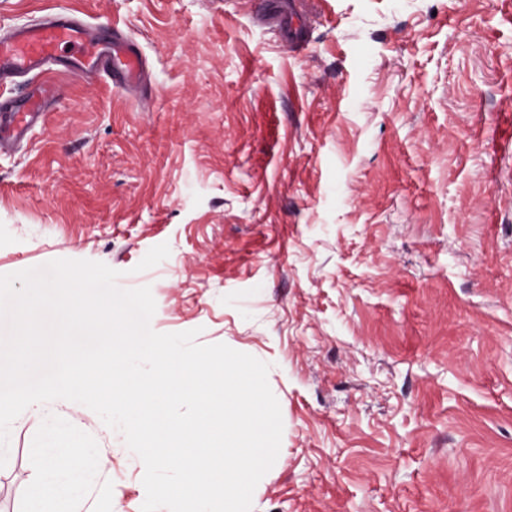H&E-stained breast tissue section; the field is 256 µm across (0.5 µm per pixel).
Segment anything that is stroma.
Returning a JSON list of instances; mask_svg holds the SVG:
<instances>
[{
    "label": "stroma",
    "instance_id": "35a3bbf8",
    "mask_svg": "<svg viewBox=\"0 0 512 512\" xmlns=\"http://www.w3.org/2000/svg\"><path fill=\"white\" fill-rule=\"evenodd\" d=\"M280 2L304 46L264 0H0V32L124 25L153 81L140 111L63 78L0 155V274L104 263L154 331L269 364L251 512H512V0ZM50 433L89 449L77 512H140L142 461L61 399L12 423L0 512Z\"/></svg>",
    "mask_w": 512,
    "mask_h": 512
}]
</instances>
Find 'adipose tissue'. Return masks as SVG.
Returning a JSON list of instances; mask_svg holds the SVG:
<instances>
[{
  "label": "adipose tissue",
  "instance_id": "1",
  "mask_svg": "<svg viewBox=\"0 0 512 512\" xmlns=\"http://www.w3.org/2000/svg\"><path fill=\"white\" fill-rule=\"evenodd\" d=\"M79 467L75 449H52L28 486L25 512H74L72 487Z\"/></svg>",
  "mask_w": 512,
  "mask_h": 512
}]
</instances>
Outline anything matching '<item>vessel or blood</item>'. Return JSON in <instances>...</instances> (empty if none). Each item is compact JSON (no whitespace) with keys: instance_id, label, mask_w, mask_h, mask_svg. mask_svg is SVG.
<instances>
[{"instance_id":"obj_1","label":"vessel or blood","mask_w":512,"mask_h":512,"mask_svg":"<svg viewBox=\"0 0 512 512\" xmlns=\"http://www.w3.org/2000/svg\"><path fill=\"white\" fill-rule=\"evenodd\" d=\"M56 61L62 64V74L85 83L111 81L134 105H144L152 93L143 53L119 24L89 23L61 11L14 26L0 34V83L20 79L24 87L18 94L0 97L1 154L23 145L47 108L60 99L58 75L47 70Z\"/></svg>"}]
</instances>
